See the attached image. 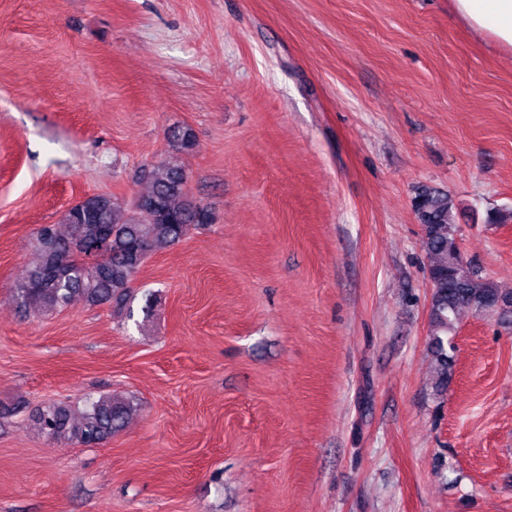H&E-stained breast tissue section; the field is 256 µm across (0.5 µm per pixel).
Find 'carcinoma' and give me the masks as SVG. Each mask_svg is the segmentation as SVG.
Masks as SVG:
<instances>
[{
	"label": "carcinoma",
	"mask_w": 512,
	"mask_h": 512,
	"mask_svg": "<svg viewBox=\"0 0 512 512\" xmlns=\"http://www.w3.org/2000/svg\"><path fill=\"white\" fill-rule=\"evenodd\" d=\"M170 140L177 153L195 149L190 129L177 127ZM140 179L148 189L127 202L110 193L86 196L71 205L60 223L43 224L35 232V260L12 289L24 306L48 313L68 307L77 298L91 305L124 307L145 260L176 244L192 225L214 223L206 207L189 200L185 171L177 160L143 165ZM414 212L422 227L421 247L433 288L432 343L436 386L448 387L454 349L446 339L453 317L463 309L476 314L512 316V291L505 292L460 255L453 203L431 188L418 191ZM134 406L112 394L88 400L78 412L66 404L38 408L33 419L51 440L97 447L128 423Z\"/></svg>",
	"instance_id": "obj_1"
}]
</instances>
